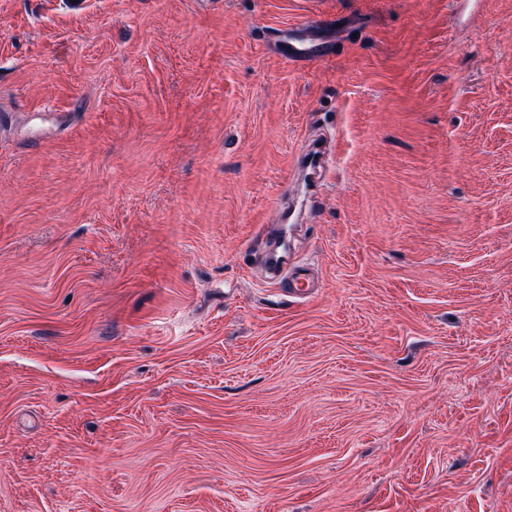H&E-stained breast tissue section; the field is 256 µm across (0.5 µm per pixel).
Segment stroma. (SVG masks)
Wrapping results in <instances>:
<instances>
[{"label": "stroma", "mask_w": 512, "mask_h": 512, "mask_svg": "<svg viewBox=\"0 0 512 512\" xmlns=\"http://www.w3.org/2000/svg\"><path fill=\"white\" fill-rule=\"evenodd\" d=\"M0 512H512V0H0ZM337 27L334 20L321 16L310 18L278 30L275 44L279 55L295 70L333 55ZM267 262L275 269L276 274L287 271L289 293L297 297H309L317 290L316 288H319L315 279L306 273L307 269L304 266H293L288 263V259L278 254H271Z\"/></svg>", "instance_id": "obj_1"}]
</instances>
